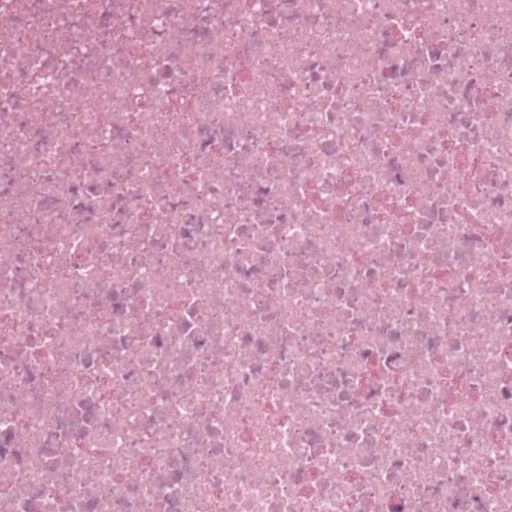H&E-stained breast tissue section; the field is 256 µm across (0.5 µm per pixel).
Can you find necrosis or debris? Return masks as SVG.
Masks as SVG:
<instances>
[{"label": "necrosis or debris", "mask_w": 512, "mask_h": 512, "mask_svg": "<svg viewBox=\"0 0 512 512\" xmlns=\"http://www.w3.org/2000/svg\"><path fill=\"white\" fill-rule=\"evenodd\" d=\"M0 512H512V0H0Z\"/></svg>", "instance_id": "1"}]
</instances>
